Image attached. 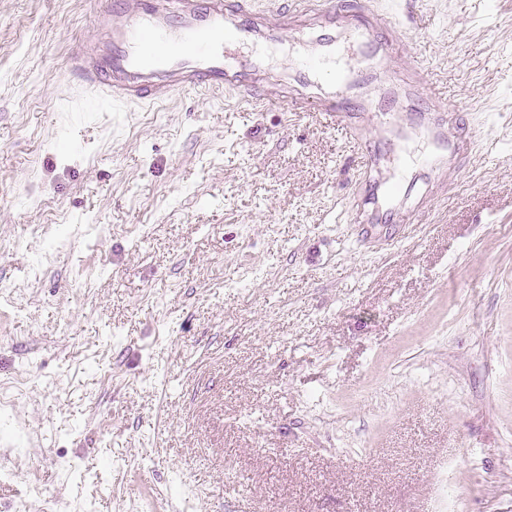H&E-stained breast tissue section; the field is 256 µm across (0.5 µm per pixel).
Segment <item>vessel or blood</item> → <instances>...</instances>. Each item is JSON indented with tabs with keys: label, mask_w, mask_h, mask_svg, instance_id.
Here are the masks:
<instances>
[{
	"label": "vessel or blood",
	"mask_w": 512,
	"mask_h": 512,
	"mask_svg": "<svg viewBox=\"0 0 512 512\" xmlns=\"http://www.w3.org/2000/svg\"><path fill=\"white\" fill-rule=\"evenodd\" d=\"M98 36L78 42L69 69L87 90L113 102L140 106L190 89L239 88L230 67L236 50L259 42L267 27L284 28L281 9L256 12L252 0H88ZM294 112L316 110L352 123L343 101L291 100Z\"/></svg>",
	"instance_id": "vessel-or-blood-1"
}]
</instances>
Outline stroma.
Segmentation results:
<instances>
[{"mask_svg":"<svg viewBox=\"0 0 512 512\" xmlns=\"http://www.w3.org/2000/svg\"><path fill=\"white\" fill-rule=\"evenodd\" d=\"M108 103L86 0H0V512H512V0H374L348 86ZM473 133L452 161L455 119ZM399 193L358 241L353 187ZM259 101L267 105L279 104L281 106L283 103L284 107L288 110L289 106L292 112H308L311 110L329 112L333 119L342 120L349 124L353 129H356L355 122H353V119L356 118L354 112L348 111L345 108V103L339 99H336L335 96L323 98L318 101H309L307 99L297 98L291 100L288 103V101H281V99H279L271 92H267Z\"/></svg>","mask_w":512,"mask_h":512,"instance_id":"stroma-1","label":"stroma"}]
</instances>
